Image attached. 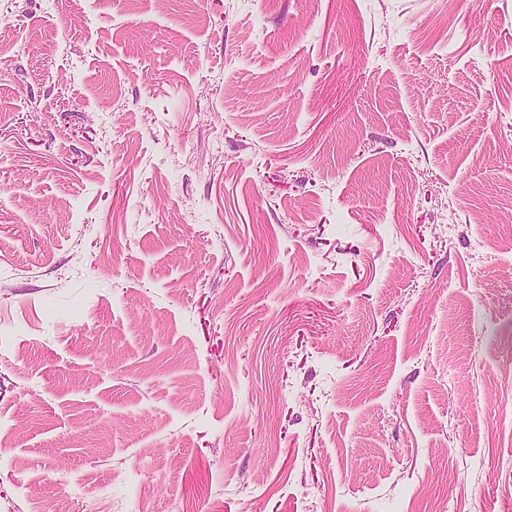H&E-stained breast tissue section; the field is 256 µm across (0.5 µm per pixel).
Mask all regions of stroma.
Wrapping results in <instances>:
<instances>
[{"label": "stroma", "mask_w": 512, "mask_h": 512, "mask_svg": "<svg viewBox=\"0 0 512 512\" xmlns=\"http://www.w3.org/2000/svg\"><path fill=\"white\" fill-rule=\"evenodd\" d=\"M0 35V512H512V0Z\"/></svg>", "instance_id": "35a3bbf8"}]
</instances>
